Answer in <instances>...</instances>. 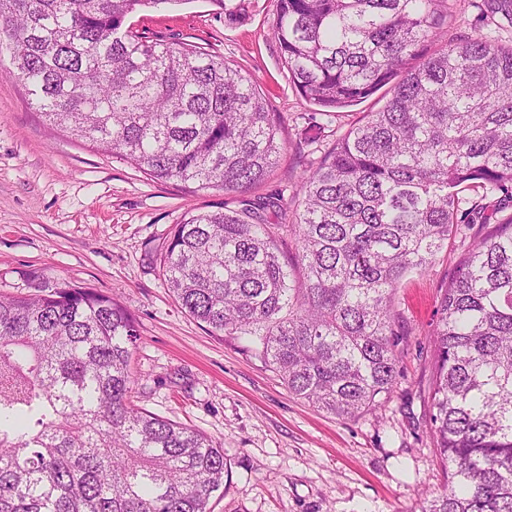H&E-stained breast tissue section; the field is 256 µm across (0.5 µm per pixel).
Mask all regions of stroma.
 I'll return each mask as SVG.
<instances>
[{
    "instance_id": "1",
    "label": "stroma",
    "mask_w": 512,
    "mask_h": 512,
    "mask_svg": "<svg viewBox=\"0 0 512 512\" xmlns=\"http://www.w3.org/2000/svg\"><path fill=\"white\" fill-rule=\"evenodd\" d=\"M211 0L146 9L134 30L191 43L250 75L285 119V151L248 193L276 206L265 223L294 222L300 175L367 113L385 103L323 113L295 89L273 34L275 0ZM512 39L493 0H453L447 36ZM0 56V294L58 280L112 296L138 339L131 401L222 444L228 474L208 512H420L423 491L447 475L429 431L432 332L442 290L474 241L459 233L425 273L409 274L395 312L399 375L390 400L339 418L289 393L246 339L211 334L177 304L156 257L174 224L199 211L234 210L239 197L155 182L139 169L51 126Z\"/></svg>"
}]
</instances>
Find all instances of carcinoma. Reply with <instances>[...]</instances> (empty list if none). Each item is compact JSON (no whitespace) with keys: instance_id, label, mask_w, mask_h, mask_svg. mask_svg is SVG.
Returning <instances> with one entry per match:
<instances>
[{"instance_id":"obj_1","label":"carcinoma","mask_w":512,"mask_h":512,"mask_svg":"<svg viewBox=\"0 0 512 512\" xmlns=\"http://www.w3.org/2000/svg\"><path fill=\"white\" fill-rule=\"evenodd\" d=\"M178 2L0 0V55L50 125L155 181L243 196L174 226L159 264L175 299L248 337L297 398L370 411L396 384L403 280L455 236L465 192H512V44L448 42L446 0H277L302 97L390 98L302 173L295 223L265 224L245 194L280 161V116L223 56L125 28ZM38 288L0 296V512H206L223 446L131 403L132 318L87 288ZM437 314L429 423L448 483L422 512H512V215L471 244Z\"/></svg>"}]
</instances>
